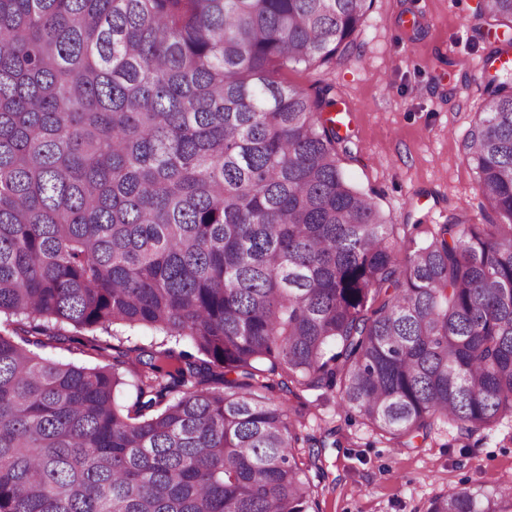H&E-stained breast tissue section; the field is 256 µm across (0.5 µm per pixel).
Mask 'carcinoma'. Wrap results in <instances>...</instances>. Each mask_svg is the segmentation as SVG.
I'll return each instance as SVG.
<instances>
[{"label": "carcinoma", "instance_id": "1", "mask_svg": "<svg viewBox=\"0 0 512 512\" xmlns=\"http://www.w3.org/2000/svg\"><path fill=\"white\" fill-rule=\"evenodd\" d=\"M371 3L0 0V512H319L288 394L335 390L397 448L512 418V80L462 144L486 205L402 261L333 87L279 79L350 60ZM478 16L511 29L512 0ZM63 324L163 334L134 413L129 351L41 356ZM139 351L131 352L129 354L130 360L126 366L125 377L127 383L121 389L118 400L119 403L126 410L127 408L131 409L132 405L136 401V385L138 383V373L141 371V366L136 361V356Z\"/></svg>", "mask_w": 512, "mask_h": 512}]
</instances>
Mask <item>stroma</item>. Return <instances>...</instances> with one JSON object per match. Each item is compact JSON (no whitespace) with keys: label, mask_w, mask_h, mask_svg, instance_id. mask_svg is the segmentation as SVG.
<instances>
[{"label":"stroma","mask_w":512,"mask_h":512,"mask_svg":"<svg viewBox=\"0 0 512 512\" xmlns=\"http://www.w3.org/2000/svg\"><path fill=\"white\" fill-rule=\"evenodd\" d=\"M478 0H373L352 58L318 70L289 67L281 78L310 90L332 85L339 133L349 152L347 178L371 191L392 223L415 225V240L436 225L477 211L482 196L462 141L482 110L484 88L500 70L489 51L506 28L482 24ZM482 40H473L474 28ZM162 336L147 328L84 334L47 357L88 368L111 366L114 350L147 347ZM301 436L335 432L341 445L322 456L324 477H312L320 512H422L456 486L512 484V420L489 434L442 424L416 448H392L337 393L288 396Z\"/></svg>","instance_id":"obj_1"}]
</instances>
